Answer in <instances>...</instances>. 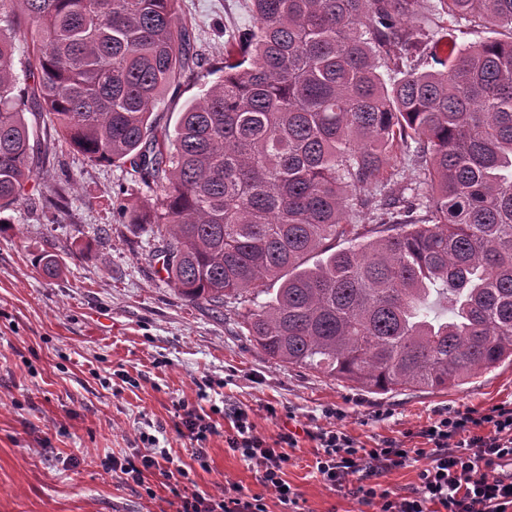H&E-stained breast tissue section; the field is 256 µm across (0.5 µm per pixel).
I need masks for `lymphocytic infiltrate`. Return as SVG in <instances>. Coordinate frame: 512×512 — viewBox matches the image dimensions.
Wrapping results in <instances>:
<instances>
[{"instance_id":"obj_1","label":"lymphocytic infiltrate","mask_w":512,"mask_h":512,"mask_svg":"<svg viewBox=\"0 0 512 512\" xmlns=\"http://www.w3.org/2000/svg\"><path fill=\"white\" fill-rule=\"evenodd\" d=\"M231 429L224 441L259 475L264 493L249 494L233 482L221 492L202 490L189 471L163 450L146 449L132 457L113 458V472L135 483L158 471L176 500V512H266L265 497L273 495L288 512H308L305 501L283 478L296 433L270 446L257 435L248 410L230 412ZM417 435L423 447L410 448L397 440H381L367 447L336 428H322L313 439L314 468L323 483L341 490L358 481L362 503L374 512H512V406H497L482 414L469 409L437 413ZM427 459L418 483L401 495L383 487L381 477L391 469Z\"/></svg>"}]
</instances>
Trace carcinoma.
Listing matches in <instances>:
<instances>
[{"label": "carcinoma", "instance_id": "obj_1", "mask_svg": "<svg viewBox=\"0 0 512 512\" xmlns=\"http://www.w3.org/2000/svg\"><path fill=\"white\" fill-rule=\"evenodd\" d=\"M177 2L0 0V224L50 162L34 111L92 162L132 157L153 199L119 210L184 298L272 292L242 328L277 362L372 393L512 362V0H248L171 132L150 116L190 49ZM466 24L488 36L458 42ZM37 29L34 26H22L14 35L13 42L16 50L14 53V69L21 73L22 67L26 64V46L37 36Z\"/></svg>", "mask_w": 512, "mask_h": 512}]
</instances>
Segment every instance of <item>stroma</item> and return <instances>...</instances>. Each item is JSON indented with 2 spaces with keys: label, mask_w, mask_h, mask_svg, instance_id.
<instances>
[{
  "label": "stroma",
  "mask_w": 512,
  "mask_h": 512,
  "mask_svg": "<svg viewBox=\"0 0 512 512\" xmlns=\"http://www.w3.org/2000/svg\"><path fill=\"white\" fill-rule=\"evenodd\" d=\"M179 18L192 28L203 64L184 71L155 108L156 125L170 129L213 83L225 31L253 22L246 0H181ZM53 152L0 228V512H175L161 475L142 488L107 467L151 438L191 466L200 489L218 493L230 480L261 492L256 471L224 443L225 414L236 408L250 411L267 443L299 433L283 478L308 512H372L315 472L310 434L326 426L325 408L342 409L337 429L363 444L418 447L416 432L435 411L512 405L507 363L457 388L387 394L276 363L243 335L235 311L189 302L169 287L153 255L157 238L132 232L113 212L120 189L149 196L133 189L130 164L90 162L59 139ZM59 184L69 209L53 222L44 198ZM47 252L59 261L58 275L42 270ZM180 400L213 425L205 465L193 463L176 426ZM269 404L277 417H267Z\"/></svg>",
  "instance_id": "35a3bbf8"
}]
</instances>
